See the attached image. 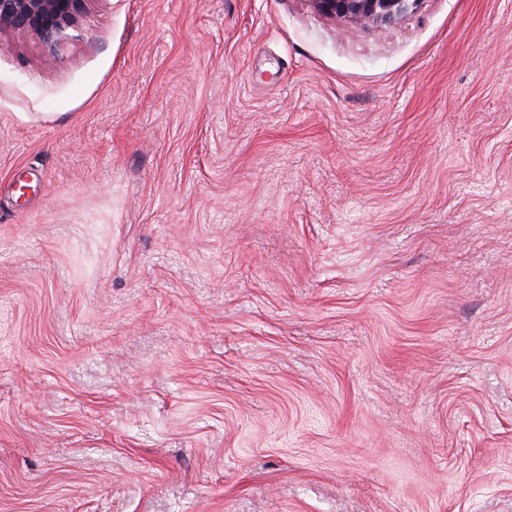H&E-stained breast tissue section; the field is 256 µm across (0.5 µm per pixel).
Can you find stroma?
<instances>
[{
    "label": "stroma",
    "mask_w": 512,
    "mask_h": 512,
    "mask_svg": "<svg viewBox=\"0 0 512 512\" xmlns=\"http://www.w3.org/2000/svg\"><path fill=\"white\" fill-rule=\"evenodd\" d=\"M0 512H512V0L1 31ZM422 0H309L321 15L376 28L399 25Z\"/></svg>",
    "instance_id": "1"
}]
</instances>
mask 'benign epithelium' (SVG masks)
<instances>
[{
    "instance_id": "7a95c632",
    "label": "benign epithelium",
    "mask_w": 512,
    "mask_h": 512,
    "mask_svg": "<svg viewBox=\"0 0 512 512\" xmlns=\"http://www.w3.org/2000/svg\"><path fill=\"white\" fill-rule=\"evenodd\" d=\"M90 0H0V31L11 29L35 37L47 58L75 28ZM321 15L376 28L399 25L421 0H309Z\"/></svg>"
}]
</instances>
